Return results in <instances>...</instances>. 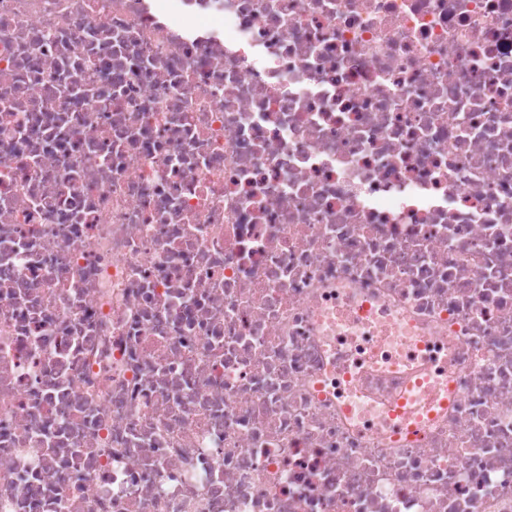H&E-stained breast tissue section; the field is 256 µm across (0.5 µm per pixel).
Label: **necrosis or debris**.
Returning <instances> with one entry per match:
<instances>
[{"label": "necrosis or debris", "mask_w": 512, "mask_h": 512, "mask_svg": "<svg viewBox=\"0 0 512 512\" xmlns=\"http://www.w3.org/2000/svg\"><path fill=\"white\" fill-rule=\"evenodd\" d=\"M0 512H512V0H0Z\"/></svg>", "instance_id": "necrosis-or-debris-1"}]
</instances>
